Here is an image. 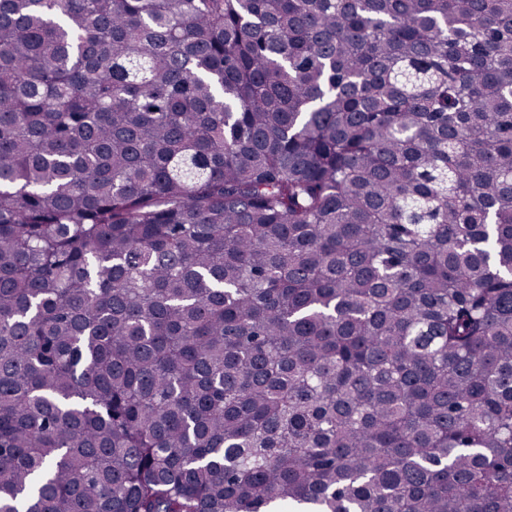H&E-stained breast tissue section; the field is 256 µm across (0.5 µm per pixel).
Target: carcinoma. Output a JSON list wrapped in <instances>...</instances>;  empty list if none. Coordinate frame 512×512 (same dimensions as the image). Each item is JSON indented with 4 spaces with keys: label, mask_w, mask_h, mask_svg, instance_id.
Returning a JSON list of instances; mask_svg holds the SVG:
<instances>
[{
    "label": "carcinoma",
    "mask_w": 512,
    "mask_h": 512,
    "mask_svg": "<svg viewBox=\"0 0 512 512\" xmlns=\"http://www.w3.org/2000/svg\"><path fill=\"white\" fill-rule=\"evenodd\" d=\"M0 512H512V0H0Z\"/></svg>",
    "instance_id": "1"
}]
</instances>
